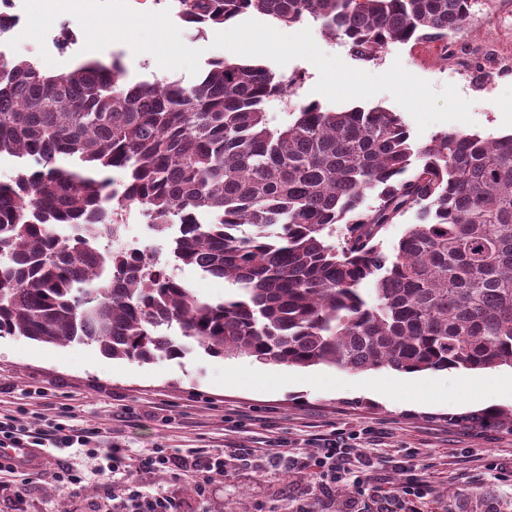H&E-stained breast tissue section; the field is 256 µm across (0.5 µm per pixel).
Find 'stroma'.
Returning <instances> with one entry per match:
<instances>
[{"label": "stroma", "instance_id": "1", "mask_svg": "<svg viewBox=\"0 0 512 512\" xmlns=\"http://www.w3.org/2000/svg\"><path fill=\"white\" fill-rule=\"evenodd\" d=\"M476 16L448 40L393 44L374 59L351 55L337 39L310 22L284 25L254 13L236 19L233 42L223 27L204 33L186 28L173 0H80L79 9L56 27L58 49L42 50L44 22L24 24L11 55L31 59L44 71H61L87 59L119 54L130 79L196 83L208 62L225 58L259 62L284 77H297L292 103H319L330 110L375 106L395 112L412 138L427 142L452 131L497 138L512 133V0H480ZM283 48H252L266 35ZM255 358L215 357L202 349L180 359L134 363L112 359L93 345L37 343L0 337V416L30 422L70 415L78 426H98L131 457L156 447L185 454L193 448L241 445L264 452L282 443L304 456L334 432H360L374 469L363 495L350 500V484H338L334 512H381V502L405 480V463L416 465L429 493L416 512H448V492L489 489L512 500V432L475 430L460 415L480 410L468 400L465 371L420 373L435 397L418 403L384 400L375 379L397 384L404 373L378 368L340 370L268 365L286 383L252 386ZM62 458L85 474L81 491L58 486L50 473L57 458L44 456L46 474L30 485L20 505L0 501V512H102L112 488L110 473L92 469L85 449ZM312 469L283 474L267 465L234 466L214 480L212 496L193 495V475L144 476L145 490L180 501L184 512H300L316 504Z\"/></svg>", "mask_w": 512, "mask_h": 512}]
</instances>
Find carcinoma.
<instances>
[{
  "instance_id": "obj_1",
  "label": "carcinoma",
  "mask_w": 512,
  "mask_h": 512,
  "mask_svg": "<svg viewBox=\"0 0 512 512\" xmlns=\"http://www.w3.org/2000/svg\"><path fill=\"white\" fill-rule=\"evenodd\" d=\"M476 0H176L190 27L257 12L311 20L359 58L438 42ZM293 81L229 59L199 80L132 83L118 57L48 73L0 54V336L96 345L114 359L212 356L400 372L512 368V135L411 139L394 112L288 103ZM292 119L273 126L267 103ZM41 171L27 175L29 161ZM152 223L179 224L173 260L235 285L218 301L164 265L53 224H94L113 172ZM375 204L364 206L368 194ZM412 212L395 252L379 237ZM345 225L343 243L330 241ZM471 427L512 415L476 411ZM449 512H503L489 491Z\"/></svg>"
}]
</instances>
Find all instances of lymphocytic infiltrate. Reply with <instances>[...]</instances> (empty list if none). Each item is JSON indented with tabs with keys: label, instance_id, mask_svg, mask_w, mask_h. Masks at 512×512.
Segmentation results:
<instances>
[{
	"label": "lymphocytic infiltrate",
	"instance_id": "f902f5d3",
	"mask_svg": "<svg viewBox=\"0 0 512 512\" xmlns=\"http://www.w3.org/2000/svg\"><path fill=\"white\" fill-rule=\"evenodd\" d=\"M86 449L94 463H105L110 473L119 480L112 487V512H180L174 498L149 494L143 489L141 476L158 471L193 470L199 475L195 491L199 497H207L212 476L225 472L227 459L250 463L253 449L225 447L222 449L196 448L190 454L179 455L159 448L131 460L119 444L107 441L101 428H75L68 424L66 416L40 419L34 424H21L15 418L0 419V448H53L64 450L72 447ZM264 460L270 466L293 472L315 469L322 493L344 481H351L355 493H362L369 481L371 463L364 459L355 436L332 435L323 439L314 457H301L275 445L266 449Z\"/></svg>",
	"mask_w": 512,
	"mask_h": 512
}]
</instances>
